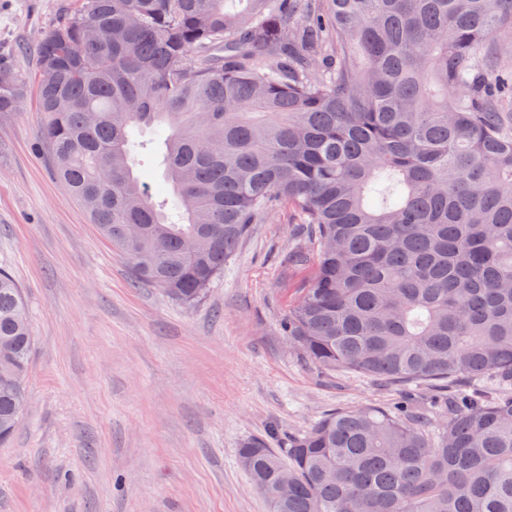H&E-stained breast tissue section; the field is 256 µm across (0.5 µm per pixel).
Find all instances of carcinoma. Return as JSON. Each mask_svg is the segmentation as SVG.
Wrapping results in <instances>:
<instances>
[{
    "mask_svg": "<svg viewBox=\"0 0 512 512\" xmlns=\"http://www.w3.org/2000/svg\"><path fill=\"white\" fill-rule=\"evenodd\" d=\"M85 0L37 46L57 179L134 279L193 305L272 212L311 276L283 330L378 382H512V0ZM27 85L0 61V116ZM164 149L162 181L137 155ZM27 306L0 268V442L27 403ZM239 462L269 512H512V395L448 421L332 412Z\"/></svg>",
    "mask_w": 512,
    "mask_h": 512,
    "instance_id": "obj_1",
    "label": "carcinoma"
}]
</instances>
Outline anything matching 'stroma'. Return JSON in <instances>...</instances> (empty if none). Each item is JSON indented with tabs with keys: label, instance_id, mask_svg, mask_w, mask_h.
<instances>
[{
	"label": "stroma",
	"instance_id": "1",
	"mask_svg": "<svg viewBox=\"0 0 512 512\" xmlns=\"http://www.w3.org/2000/svg\"><path fill=\"white\" fill-rule=\"evenodd\" d=\"M83 0H0V59L35 86L38 43ZM35 93L0 118V268L23 292L34 345L29 400L0 445V512H268L240 465L251 438L277 448L326 414L424 409L430 386L322 373L282 322L310 269L288 263L301 225H252L193 306L136 282L55 179Z\"/></svg>",
	"mask_w": 512,
	"mask_h": 512
}]
</instances>
